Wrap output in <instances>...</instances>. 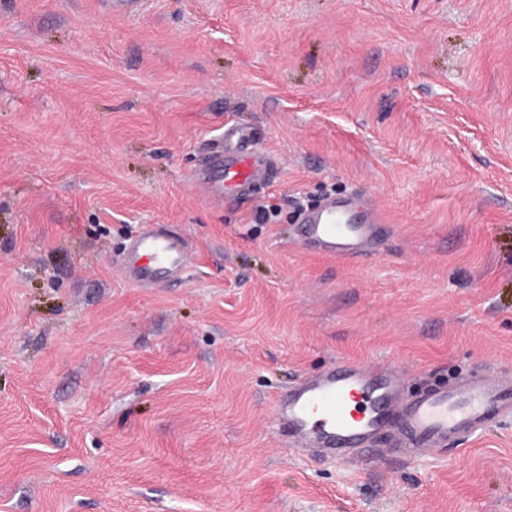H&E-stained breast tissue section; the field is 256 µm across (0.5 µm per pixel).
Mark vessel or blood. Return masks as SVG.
Instances as JSON below:
<instances>
[{"instance_id":"obj_1","label":"vessel or blood","mask_w":512,"mask_h":512,"mask_svg":"<svg viewBox=\"0 0 512 512\" xmlns=\"http://www.w3.org/2000/svg\"><path fill=\"white\" fill-rule=\"evenodd\" d=\"M273 157L256 150L252 128L224 127V149L208 161L201 181L216 197L233 202L267 183ZM301 242L342 259L369 255L385 219L352 196H327L300 210ZM189 243L174 231L146 229L132 241L121 265L136 285L182 277ZM395 369L344 359L327 370L293 382L272 401L277 422L287 428L297 451L344 460L379 440L405 456L445 452L448 446L512 418V371L479 368L460 373L427 391L409 395Z\"/></svg>"}]
</instances>
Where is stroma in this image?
I'll use <instances>...</instances> for the list:
<instances>
[{"label": "stroma", "instance_id": "35a3bbf8", "mask_svg": "<svg viewBox=\"0 0 512 512\" xmlns=\"http://www.w3.org/2000/svg\"><path fill=\"white\" fill-rule=\"evenodd\" d=\"M277 156L227 202L225 123ZM364 190L358 261L295 242ZM190 244L131 284L144 227ZM355 358L420 390L512 370V0H0V512H512V420L311 458L273 420ZM188 255L189 243L183 234L146 229L133 239L121 265L134 284L155 285L182 278Z\"/></svg>", "mask_w": 512, "mask_h": 512}]
</instances>
